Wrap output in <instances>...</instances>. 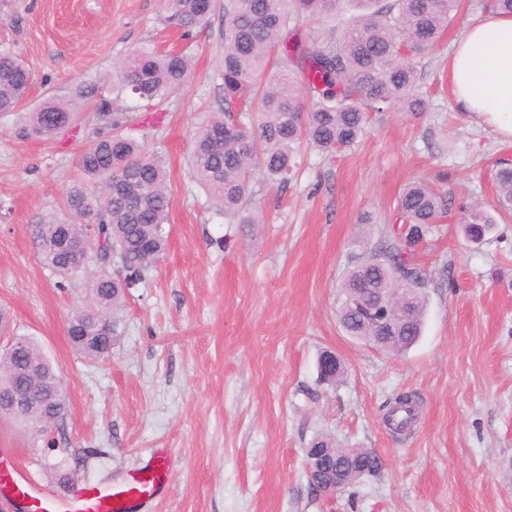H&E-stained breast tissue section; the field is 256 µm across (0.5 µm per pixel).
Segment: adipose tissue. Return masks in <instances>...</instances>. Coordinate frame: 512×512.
<instances>
[{
	"label": "adipose tissue",
	"mask_w": 512,
	"mask_h": 512,
	"mask_svg": "<svg viewBox=\"0 0 512 512\" xmlns=\"http://www.w3.org/2000/svg\"><path fill=\"white\" fill-rule=\"evenodd\" d=\"M448 71L459 108L512 138V14L475 21L455 43Z\"/></svg>",
	"instance_id": "ef3b65f1"
}]
</instances>
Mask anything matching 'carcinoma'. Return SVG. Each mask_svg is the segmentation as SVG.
<instances>
[{"mask_svg":"<svg viewBox=\"0 0 512 512\" xmlns=\"http://www.w3.org/2000/svg\"><path fill=\"white\" fill-rule=\"evenodd\" d=\"M201 0H161L164 23L186 38L204 26ZM358 14L345 26L314 33L303 44L288 36L297 16L288 0H224V55L221 79L224 111L196 127L189 155L191 176L202 186L220 215L240 224H261L243 200L254 176L286 185L302 143L332 154L354 145L374 112L420 115L428 103L417 89L413 53L437 44L457 15L461 0H353ZM298 13L326 22L336 18V0H294ZM191 76V59L184 52L160 53L150 46L133 49L106 76L116 94L130 92L144 110L160 111ZM32 74L9 52H0V114L18 111L29 95ZM93 100L97 119L115 132L97 137L81 152V177L65 192L63 210L46 212L31 225L36 258L59 276L99 273L90 284L89 306L67 320L75 348L97 358L116 338L114 314L127 292L145 282L148 271L166 251L165 224L171 194L166 162L160 152L116 128L121 119L113 99L87 86L73 88L66 98H49L27 112L25 130L47 140L68 131L80 118V104ZM257 114L254 124L238 123L233 108ZM497 205L512 211V164L496 168ZM444 206L439 193L421 182L408 184L398 209L405 249L384 245L352 267L342 284L338 320L350 336L381 349L407 351L422 332L426 283L412 262V251L430 233ZM495 224L480 209L465 210L463 231L474 243L484 240ZM66 237L91 241L90 254H72L58 247ZM408 291L411 316L394 310L392 334L375 329L367 289ZM28 391L35 404L19 410L17 421L34 428L54 425L44 406L62 394L58 369L30 336L17 335L0 349V411L11 415L13 395ZM418 405L402 393L387 402L385 422L395 433L415 423ZM347 472L350 486L376 471L372 453L341 449L330 455Z\"/></svg>","mask_w":512,"mask_h":512,"instance_id":"obj_1","label":"carcinoma"}]
</instances>
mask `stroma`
Returning <instances> with one entry per match:
<instances>
[{
	"instance_id": "stroma-1",
	"label": "stroma",
	"mask_w": 512,
	"mask_h": 512,
	"mask_svg": "<svg viewBox=\"0 0 512 512\" xmlns=\"http://www.w3.org/2000/svg\"><path fill=\"white\" fill-rule=\"evenodd\" d=\"M490 9L461 0L441 41L420 56L422 115L376 112L351 147L302 145L286 187L255 177L245 200L259 224L216 214L189 177L196 126L224 106L223 10L191 39L163 24L161 0H0V50L34 75L26 110L105 75L133 48L188 50L192 79L145 123L168 162L167 248L117 316V340L91 359L66 322L91 301V273L61 277L35 256L28 226L58 208L81 151L106 132L92 108L53 140L22 136L23 112L0 114V308L9 334L33 337L59 369L66 412L46 433L0 417V463L67 496L120 482L170 457L164 494L146 512H512V218L478 244L462 207L493 211L497 162L512 141L461 111L448 82L454 43ZM422 180L448 212L417 250L428 278L423 333L397 354L348 336L336 309L355 256L395 242L403 188ZM335 352L344 371L320 381ZM412 393L421 412L393 434L383 407ZM365 448L377 470L329 496L312 489L305 450L318 436Z\"/></svg>"
}]
</instances>
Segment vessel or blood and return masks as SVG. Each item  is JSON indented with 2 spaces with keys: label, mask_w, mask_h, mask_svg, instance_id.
Instances as JSON below:
<instances>
[{
  "label": "vessel or blood",
  "mask_w": 512,
  "mask_h": 512,
  "mask_svg": "<svg viewBox=\"0 0 512 512\" xmlns=\"http://www.w3.org/2000/svg\"><path fill=\"white\" fill-rule=\"evenodd\" d=\"M168 472L167 462L160 455L136 476L119 483L85 485L66 498L44 494L15 474L10 481L26 512H135L164 488Z\"/></svg>",
  "instance_id": "obj_1"
}]
</instances>
